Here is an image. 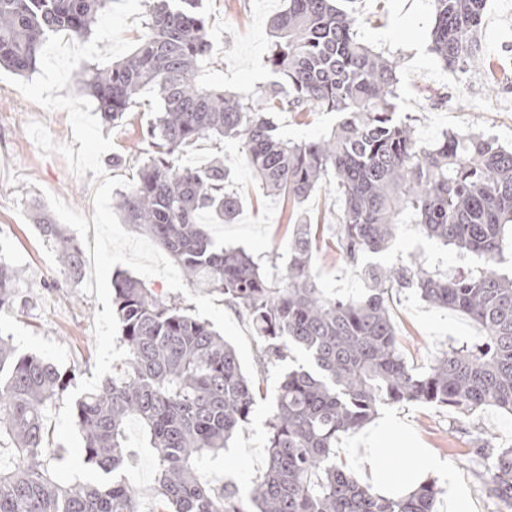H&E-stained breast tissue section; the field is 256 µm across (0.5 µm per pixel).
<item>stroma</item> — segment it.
Instances as JSON below:
<instances>
[{
	"label": "stroma",
	"instance_id": "1",
	"mask_svg": "<svg viewBox=\"0 0 512 512\" xmlns=\"http://www.w3.org/2000/svg\"><path fill=\"white\" fill-rule=\"evenodd\" d=\"M287 6L288 0H202L214 49L213 63L203 72V80L233 91H253L272 81V74L262 65L271 41L269 21ZM352 6L362 19L359 40L397 63L400 107L414 116L415 134L421 142H433L447 131L474 132L512 147V84L491 83L483 67L487 59L512 60V13L502 11L500 0H488L478 33L481 57L463 78L442 66L428 49L432 0H353ZM156 108V100L146 94L140 110L128 113L121 124H103V135L114 140L113 150L102 157L108 176L136 179L141 127ZM337 120L333 112H288L279 118V131L294 142L317 140ZM32 121L42 123L56 142L73 140L66 111L44 109L0 82V260L22 272L14 307L0 311V335L11 337L19 352L41 356L71 373L78 383L93 375V322L101 305L95 295L83 293L81 283L66 278L54 250L34 227L29 204L45 202L52 193L89 218L94 214L96 184L93 172L79 178L60 155L42 156L26 131ZM217 154L229 167L243 206L237 223L210 225L216 239L245 248L264 265L282 267L292 234L290 215L309 216L323 226L313 254L320 287L336 297L358 298L366 293L360 271L349 266L334 247L341 207L337 198L323 189L301 204L284 203L268 194L251 169L239 161L232 140H198L185 149L180 162L202 165ZM374 259L388 265L418 262L424 268L449 273L466 272L480 263L477 256L458 254L411 224L404 226L391 248L375 254ZM390 309L402 353L418 371L425 370L439 352L474 344L484 335L465 315L430 307L411 288L394 292ZM308 364L306 353L296 349L285 368L265 373L249 424L217 468L204 472V479L228 475L241 491L250 490L265 467L266 422L283 371ZM378 418L407 428L415 447L427 449L439 461L441 471L433 476L439 490L436 512H448L446 489L452 482L465 486L470 512H502L503 503L482 485L475 468L463 465L462 458L482 438L512 447V415L494 407L468 416L445 407L404 403L382 407ZM126 442L139 451L131 478L140 492L142 512H152L154 455L143 451L137 422L129 423Z\"/></svg>",
	"mask_w": 512,
	"mask_h": 512
}]
</instances>
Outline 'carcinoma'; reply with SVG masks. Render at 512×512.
<instances>
[{
	"label": "carcinoma",
	"instance_id": "1",
	"mask_svg": "<svg viewBox=\"0 0 512 512\" xmlns=\"http://www.w3.org/2000/svg\"><path fill=\"white\" fill-rule=\"evenodd\" d=\"M112 0H0V67L21 78L35 70L46 38L90 37ZM201 0H152L136 49L106 67L86 65L81 90L101 118L120 122L151 93L158 106L141 130L136 181L114 208L173 259L189 282L224 295L260 338L258 371L304 350L311 369L286 371L267 421V465L247 496L227 479L221 490L201 476L249 423L261 387L242 371L234 348L209 321L159 298L139 279L112 278L123 367L75 402L85 460L112 477L105 485L61 484L49 464L65 449L50 440L45 412L67 389L56 366L19 355L0 337V512H140L129 475L137 450L126 444L136 420L155 452L152 512H433L439 489L425 482L392 497L372 491L336 457L340 437L363 428L383 405L426 403L472 414L488 406L512 415V148L475 133L417 139L414 118L398 110L396 62L357 37L360 18L338 0H288L272 20L263 65L275 76L254 92L198 80L211 44ZM430 49L452 71L480 53L477 33L487 0H433ZM281 112H336L319 140L292 142L278 132ZM199 139L234 140L244 161L273 195L304 201L330 178L342 200L336 250L362 267L368 292L358 300L319 287L312 253L321 225L293 224L288 265L265 270L240 248L203 227L212 215L237 220L241 202L224 159L179 164ZM428 237L482 264L448 276L413 265L364 262L397 237L404 217ZM36 230L76 281L84 252L41 207ZM20 275L0 260V311L13 306ZM399 288H414L430 306L458 311L484 331L469 347L436 355L414 371L400 350L390 314ZM481 477L512 508V448L486 440L476 452Z\"/></svg>",
	"mask_w": 512,
	"mask_h": 512
}]
</instances>
